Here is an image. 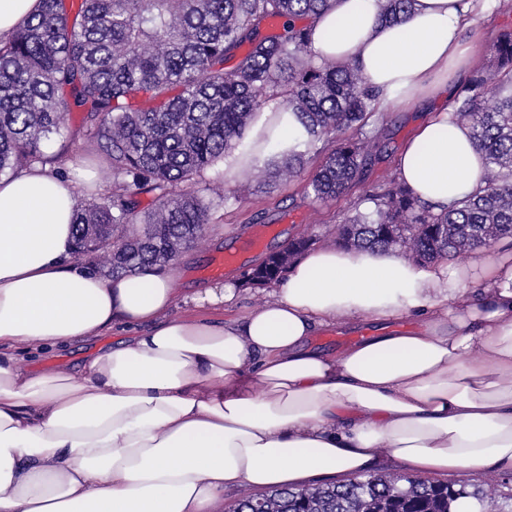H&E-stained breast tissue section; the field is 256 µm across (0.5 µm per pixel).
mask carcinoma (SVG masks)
I'll return each mask as SVG.
<instances>
[{"mask_svg": "<svg viewBox=\"0 0 512 512\" xmlns=\"http://www.w3.org/2000/svg\"><path fill=\"white\" fill-rule=\"evenodd\" d=\"M26 26L0 38V176L55 162L42 144L68 129L70 116L112 160L114 189L77 208L76 248L106 276L164 265L177 247L205 237L204 172L246 138L255 113L272 105L297 125L274 140L277 164L264 177L291 180L314 156L307 193L329 201L350 192L372 159L369 119L379 93L358 64H330L312 48L310 22L332 0H40ZM381 16L403 19L412 0H377ZM278 20L282 32L261 35ZM451 119L467 126L483 153L485 185L437 211L390 175L336 225V242L395 247L420 264L453 259L490 238L512 237V29L502 30L489 61L454 94ZM153 195V208L140 209ZM124 224L123 233L115 234ZM313 245L299 237L242 273L261 288L278 281L292 257ZM493 487L370 473L315 487L274 488L237 501L251 512H502Z\"/></svg>", "mask_w": 512, "mask_h": 512, "instance_id": "cac0c4a2", "label": "carcinoma"}]
</instances>
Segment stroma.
I'll list each match as a JSON object with an SVG mask.
<instances>
[{"label": "stroma", "mask_w": 512, "mask_h": 512, "mask_svg": "<svg viewBox=\"0 0 512 512\" xmlns=\"http://www.w3.org/2000/svg\"><path fill=\"white\" fill-rule=\"evenodd\" d=\"M510 26L512 12L506 13L494 7L474 17L466 33V41L479 61L487 60L488 50L499 32ZM447 105V100L435 98L412 104L406 109L390 108L381 117L373 119L372 125L381 144L380 151L373 156L360 183L351 193L327 203L315 201L307 194L306 178L302 175L280 182L272 188L264 185L256 187L253 195L239 202L233 197L239 183L238 177L232 173L237 162L236 156L226 157L213 169L207 170L205 180L219 179L222 193L210 198L205 242L183 250L174 261L181 272L182 295L181 301L173 309L174 314H196L206 319L230 321L245 317L254 307L273 298L276 288L271 285L240 290L232 302L216 308L198 310L184 301L185 296L192 292L223 285L229 278H240L243 268L259 263L265 251L280 249L292 238L309 236L319 246L334 243L337 222L350 214L353 203L360 196L386 177L402 145L413 135L416 126L431 113L441 111ZM70 155L84 159L97 174L94 186H78L79 202L106 200L112 193L113 182L112 164L108 156L100 151L94 139L88 137L77 140ZM272 224L276 225L277 230L267 240L264 250L252 249L249 242L256 229ZM227 250L239 253L240 268L225 271L219 277L207 276L205 269L211 259ZM126 337V331L116 329L98 339L75 340L47 353L26 354L24 364L34 370L47 368L76 372L99 348L117 344Z\"/></svg>", "instance_id": "obj_1"}]
</instances>
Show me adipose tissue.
Masks as SVG:
<instances>
[{"instance_id": "obj_1", "label": "adipose tissue", "mask_w": 512, "mask_h": 512, "mask_svg": "<svg viewBox=\"0 0 512 512\" xmlns=\"http://www.w3.org/2000/svg\"><path fill=\"white\" fill-rule=\"evenodd\" d=\"M486 0H335L312 23L321 59L356 61L383 104L451 93L471 66L461 33ZM396 170L443 208L484 185L468 127L447 111L404 144ZM35 167L0 178V512H219L228 487H293L368 472L512 471V258L449 269L391 249L301 253L277 296L223 324L172 315L174 271L106 278L73 261L76 187ZM478 287H470V280ZM416 329L338 354L309 348L340 322ZM133 332L71 374L20 353Z\"/></svg>"}]
</instances>
